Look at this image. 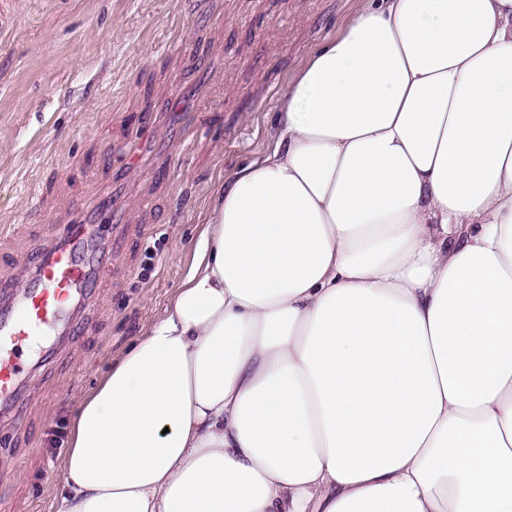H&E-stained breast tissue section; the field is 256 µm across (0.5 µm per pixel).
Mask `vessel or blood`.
Listing matches in <instances>:
<instances>
[{"label": "vessel or blood", "mask_w": 512, "mask_h": 512, "mask_svg": "<svg viewBox=\"0 0 512 512\" xmlns=\"http://www.w3.org/2000/svg\"><path fill=\"white\" fill-rule=\"evenodd\" d=\"M32 273L23 290L0 283V417L19 420L18 409L5 407L21 387L27 370L15 351L44 332L77 328L74 305L86 297L108 259L90 224H63L55 238L35 247Z\"/></svg>", "instance_id": "obj_1"}]
</instances>
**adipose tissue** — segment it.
<instances>
[{"instance_id": "adipose-tissue-1", "label": "adipose tissue", "mask_w": 512, "mask_h": 512, "mask_svg": "<svg viewBox=\"0 0 512 512\" xmlns=\"http://www.w3.org/2000/svg\"><path fill=\"white\" fill-rule=\"evenodd\" d=\"M276 113L56 512H512V0H367Z\"/></svg>"}]
</instances>
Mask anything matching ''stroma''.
I'll return each instance as SVG.
<instances>
[{
  "mask_svg": "<svg viewBox=\"0 0 512 512\" xmlns=\"http://www.w3.org/2000/svg\"><path fill=\"white\" fill-rule=\"evenodd\" d=\"M356 0H11L0 23V280L58 225H101L112 264L75 335L30 346L22 422L0 420V512H54L51 432L159 320L221 186L273 147L288 79Z\"/></svg>",
  "mask_w": 512,
  "mask_h": 512,
  "instance_id": "35a3bbf8",
  "label": "stroma"
}]
</instances>
